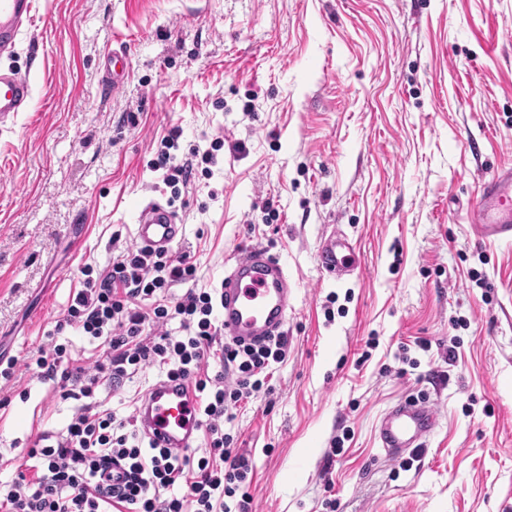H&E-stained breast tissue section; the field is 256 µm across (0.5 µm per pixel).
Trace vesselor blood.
<instances>
[{
  "label": "vessel or blood",
  "instance_id": "vessel-or-blood-1",
  "mask_svg": "<svg viewBox=\"0 0 512 512\" xmlns=\"http://www.w3.org/2000/svg\"><path fill=\"white\" fill-rule=\"evenodd\" d=\"M32 12L33 0H0V57L14 52L32 24ZM32 94L27 77L0 68V122L23 111ZM469 222L480 238L512 241V166L484 182ZM182 232L170 208L157 202L138 207L135 234L142 246L170 249ZM318 262L321 273L330 275L350 274L360 266L354 246L333 233L320 243ZM220 289L224 303L218 315L225 337L251 343L281 335L293 288L280 257L257 245L237 251ZM136 421L143 437L157 447L181 453L193 448L202 429L193 379L155 382L141 398ZM439 423V414L431 405L405 400L382 417L378 438L389 455L398 457L423 447Z\"/></svg>",
  "mask_w": 512,
  "mask_h": 512
}]
</instances>
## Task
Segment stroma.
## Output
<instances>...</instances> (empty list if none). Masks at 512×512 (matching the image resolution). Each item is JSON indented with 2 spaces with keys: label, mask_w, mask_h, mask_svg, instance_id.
Segmentation results:
<instances>
[{
  "label": "stroma",
  "mask_w": 512,
  "mask_h": 512,
  "mask_svg": "<svg viewBox=\"0 0 512 512\" xmlns=\"http://www.w3.org/2000/svg\"><path fill=\"white\" fill-rule=\"evenodd\" d=\"M33 14L9 59L33 98L0 126V356L36 354L85 266L136 245L134 206L171 201L148 163L176 126L177 156L220 144L173 201L195 287H218L248 244L294 286L288 356L226 427L253 466L252 512H512V245L465 220L512 166V0H34ZM120 50L114 90L103 57ZM334 231L360 257L339 280L316 256ZM164 376L150 366L95 399L125 418ZM425 394L440 428L387 459L380 416ZM77 407L22 366L0 377V490Z\"/></svg>",
  "instance_id": "1"
}]
</instances>
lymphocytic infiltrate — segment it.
Returning <instances> with one entry per match:
<instances>
[{"mask_svg": "<svg viewBox=\"0 0 512 512\" xmlns=\"http://www.w3.org/2000/svg\"><path fill=\"white\" fill-rule=\"evenodd\" d=\"M179 137L171 129L150 162L173 186L190 181L195 161L213 158L193 147L175 159ZM195 278L189 253L136 247L85 279L55 329L73 327L105 339L108 348L89 367H70L67 346L54 341L29 358L27 370L66 382L64 398L80 405L64 431L41 434L28 449L32 464L0 496V512H224L225 498L251 472L224 426L234 419L233 407L262 390L270 365L285 361L288 339L280 335L260 346L223 341L222 297L218 289L193 287ZM178 284L186 285L184 294H173ZM174 322L179 332H172ZM213 361L218 371H210ZM151 364L165 366L168 380L194 379L208 441L203 454L144 447L134 418H117L94 403L101 384H121Z\"/></svg>", "mask_w": 512, "mask_h": 512, "instance_id": "obj_1", "label": "lymphocytic infiltrate"}]
</instances>
